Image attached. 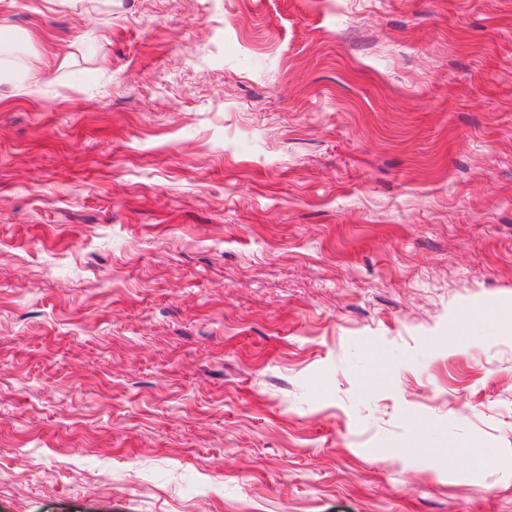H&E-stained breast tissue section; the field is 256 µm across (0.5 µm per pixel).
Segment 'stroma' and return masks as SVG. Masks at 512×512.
I'll use <instances>...</instances> for the list:
<instances>
[{"label":"stroma","instance_id":"35a3bbf8","mask_svg":"<svg viewBox=\"0 0 512 512\" xmlns=\"http://www.w3.org/2000/svg\"><path fill=\"white\" fill-rule=\"evenodd\" d=\"M1 22L0 512H512V0Z\"/></svg>","mask_w":512,"mask_h":512}]
</instances>
